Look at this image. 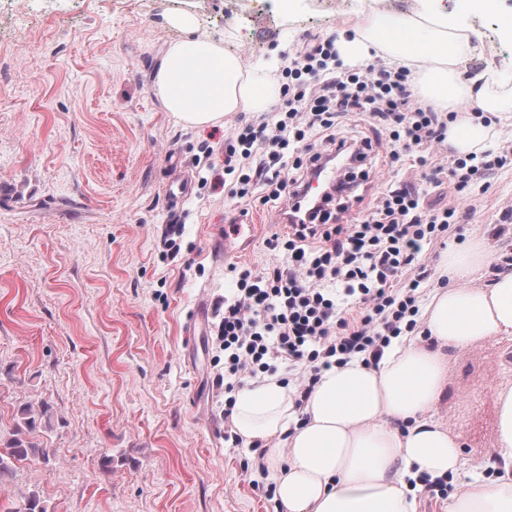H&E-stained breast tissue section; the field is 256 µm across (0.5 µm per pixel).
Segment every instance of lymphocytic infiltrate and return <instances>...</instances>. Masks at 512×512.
Returning a JSON list of instances; mask_svg holds the SVG:
<instances>
[{
    "label": "lymphocytic infiltrate",
    "instance_id": "1",
    "mask_svg": "<svg viewBox=\"0 0 512 512\" xmlns=\"http://www.w3.org/2000/svg\"><path fill=\"white\" fill-rule=\"evenodd\" d=\"M281 75L277 112L233 126L225 141L224 171L213 182L227 197L245 201L260 186L266 201L286 202L318 160L372 153L369 138L345 134L352 119L382 127L385 167L405 171L356 212L330 202L290 221L287 234L268 243L287 252V264L241 270L222 302L214 336L224 352L225 391L284 363L300 407L323 370L356 356L378 364L392 338L418 330L428 251L465 219L431 203L430 191L448 182L463 194L511 167L512 140L477 158L442 159L455 113L415 98L411 68L346 64L332 39L289 56Z\"/></svg>",
    "mask_w": 512,
    "mask_h": 512
}]
</instances>
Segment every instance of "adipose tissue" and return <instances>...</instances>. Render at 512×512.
<instances>
[{
    "label": "adipose tissue",
    "instance_id": "ef3b65f1",
    "mask_svg": "<svg viewBox=\"0 0 512 512\" xmlns=\"http://www.w3.org/2000/svg\"><path fill=\"white\" fill-rule=\"evenodd\" d=\"M168 24L182 39L167 49L155 83L166 111L195 126L220 122L240 110L265 111L274 101L239 58L198 33L193 15L175 14ZM378 48L392 66H417L419 94L435 108L456 112L461 101L476 114L448 125L456 155L487 149L494 126L484 117L512 119V92L495 68L470 79L462 73L484 46L458 18L420 8L387 28L372 9L342 55L364 59ZM474 238L449 252L438 289L424 312V332L392 339L378 365L352 359L322 371L303 408L290 386L260 377L235 396L234 429L262 443V463L271 472L283 512H417L421 475L454 487L447 512H512V385L495 393L498 421L494 473L463 479L461 445L436 418L445 389L449 353L466 351L492 336L512 335V270ZM491 279L474 282L476 272Z\"/></svg>",
    "mask_w": 512,
    "mask_h": 512
}]
</instances>
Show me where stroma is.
I'll return each instance as SVG.
<instances>
[{"label": "stroma", "instance_id": "stroma-1", "mask_svg": "<svg viewBox=\"0 0 512 512\" xmlns=\"http://www.w3.org/2000/svg\"><path fill=\"white\" fill-rule=\"evenodd\" d=\"M512 71L502 31L512 0L488 10L430 0ZM372 0H0V446L25 405L47 406L51 427L29 438L49 459L14 462L0 506L22 512L39 495L48 512H282L248 444L224 439L226 396L215 375L213 310L229 294V266L260 272L285 262L269 250L284 233L263 205L203 186L224 164L234 124L190 126L154 90L170 42L167 19L193 14L256 77L314 39L343 40ZM188 194L173 202L176 175ZM462 234L434 246L429 304L447 246L493 238L512 206V168L475 189ZM249 241L225 242L229 220ZM184 224L179 255L160 236ZM204 321L194 322L200 307ZM512 383V336H493L448 361L438 415L459 441L470 474L487 473L496 444V386Z\"/></svg>", "mask_w": 512, "mask_h": 512}]
</instances>
